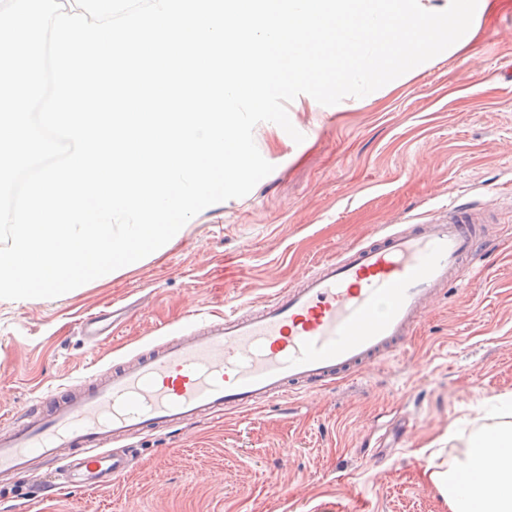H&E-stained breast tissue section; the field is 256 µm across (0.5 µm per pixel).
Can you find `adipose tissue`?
Listing matches in <instances>:
<instances>
[{
	"label": "adipose tissue",
	"mask_w": 512,
	"mask_h": 512,
	"mask_svg": "<svg viewBox=\"0 0 512 512\" xmlns=\"http://www.w3.org/2000/svg\"><path fill=\"white\" fill-rule=\"evenodd\" d=\"M430 479L448 512H512V423L470 434L464 452Z\"/></svg>",
	"instance_id": "adipose-tissue-1"
}]
</instances>
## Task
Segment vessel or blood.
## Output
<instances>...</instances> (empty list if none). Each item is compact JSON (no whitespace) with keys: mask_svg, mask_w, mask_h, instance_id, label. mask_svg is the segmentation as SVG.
<instances>
[{"mask_svg":"<svg viewBox=\"0 0 512 512\" xmlns=\"http://www.w3.org/2000/svg\"><path fill=\"white\" fill-rule=\"evenodd\" d=\"M482 221L470 204L450 203L443 219L353 244L247 311H225L106 375L49 391L41 413L0 420V480L61 463L67 484L101 487L132 461L111 453L113 442L319 393L401 353L428 306L479 261Z\"/></svg>","mask_w":512,"mask_h":512,"instance_id":"1","label":"vessel or blood"}]
</instances>
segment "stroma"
I'll use <instances>...</instances> for the list:
<instances>
[{
	"mask_svg": "<svg viewBox=\"0 0 512 512\" xmlns=\"http://www.w3.org/2000/svg\"><path fill=\"white\" fill-rule=\"evenodd\" d=\"M473 51V63L442 53L362 98L288 105L303 141L258 124L273 171L162 257L60 300L0 301V416L260 304L387 225L456 197L493 205L487 253L405 353L308 400L124 441L132 466L105 487L50 493L34 468L0 487V512H448L430 472L483 426L486 400L512 393V5L484 20ZM107 306L126 314L92 343L83 320Z\"/></svg>",
	"mask_w": 512,
	"mask_h": 512,
	"instance_id": "stroma-1",
	"label": "stroma"
}]
</instances>
